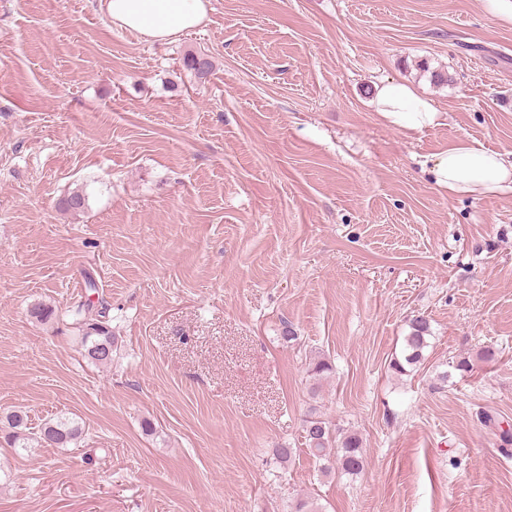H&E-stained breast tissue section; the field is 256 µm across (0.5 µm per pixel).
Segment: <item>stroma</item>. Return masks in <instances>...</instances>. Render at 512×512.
I'll return each mask as SVG.
<instances>
[{
  "label": "stroma",
  "instance_id": "obj_1",
  "mask_svg": "<svg viewBox=\"0 0 512 512\" xmlns=\"http://www.w3.org/2000/svg\"><path fill=\"white\" fill-rule=\"evenodd\" d=\"M210 2L152 44L100 0H0V415L84 428L18 452L0 424V512H512V456L479 420L512 421V193L451 197L419 166L512 151V21L483 0ZM389 80L444 124L386 126ZM75 190L84 210H60ZM87 299L110 309L106 367L72 328ZM461 356L474 371L438 387ZM313 409L362 437L361 474L301 450ZM431 324L424 315L413 316L409 321V333L403 337V349L400 357L396 355L390 361V368L400 375L411 372L424 358V349L428 346ZM407 368H410L408 370ZM83 430L78 422L67 418H55L45 422L36 440H44L58 447H67L81 439Z\"/></svg>",
  "mask_w": 512,
  "mask_h": 512
}]
</instances>
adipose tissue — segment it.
<instances>
[{
    "label": "adipose tissue",
    "instance_id": "obj_1",
    "mask_svg": "<svg viewBox=\"0 0 512 512\" xmlns=\"http://www.w3.org/2000/svg\"><path fill=\"white\" fill-rule=\"evenodd\" d=\"M209 5L210 0H105L114 24L151 43H165L200 27ZM372 104L387 125L406 132L436 126L443 117L430 99L404 82L383 83ZM423 171L452 196L512 192V159L464 141L434 154Z\"/></svg>",
    "mask_w": 512,
    "mask_h": 512
}]
</instances>
